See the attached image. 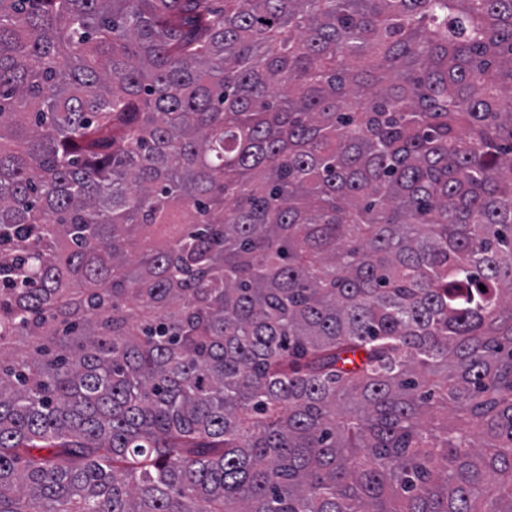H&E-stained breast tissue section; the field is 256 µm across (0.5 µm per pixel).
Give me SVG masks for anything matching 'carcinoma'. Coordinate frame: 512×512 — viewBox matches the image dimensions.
<instances>
[{
  "label": "carcinoma",
  "mask_w": 512,
  "mask_h": 512,
  "mask_svg": "<svg viewBox=\"0 0 512 512\" xmlns=\"http://www.w3.org/2000/svg\"><path fill=\"white\" fill-rule=\"evenodd\" d=\"M511 92L512 0H0V512H512Z\"/></svg>",
  "instance_id": "cac0c4a2"
}]
</instances>
